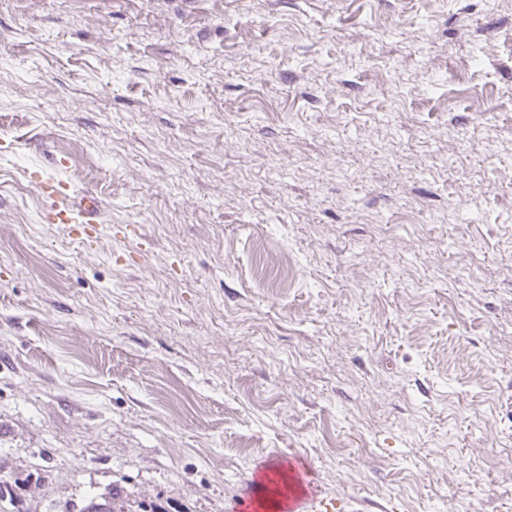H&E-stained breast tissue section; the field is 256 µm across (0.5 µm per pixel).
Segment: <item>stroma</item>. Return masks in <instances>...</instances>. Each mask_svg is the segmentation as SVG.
Returning <instances> with one entry per match:
<instances>
[{
	"instance_id": "35a3bbf8",
	"label": "stroma",
	"mask_w": 512,
	"mask_h": 512,
	"mask_svg": "<svg viewBox=\"0 0 512 512\" xmlns=\"http://www.w3.org/2000/svg\"><path fill=\"white\" fill-rule=\"evenodd\" d=\"M290 456L512 512V0H0V512ZM38 190L52 201L54 224H62L68 233L80 236L90 245L97 243L104 207L94 193L77 194L54 180L42 181Z\"/></svg>"
}]
</instances>
